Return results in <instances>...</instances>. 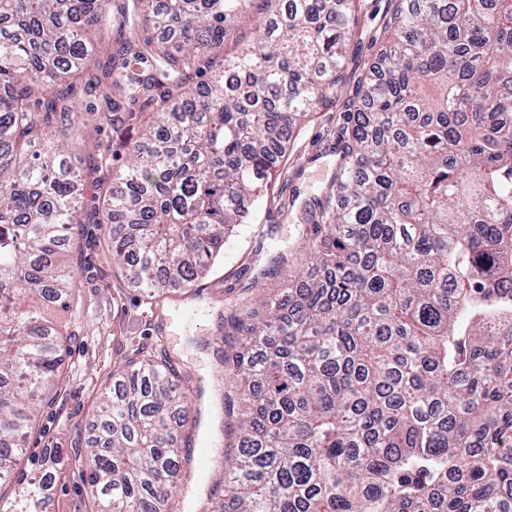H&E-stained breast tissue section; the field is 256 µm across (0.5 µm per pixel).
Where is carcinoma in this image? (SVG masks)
Returning a JSON list of instances; mask_svg holds the SVG:
<instances>
[{
	"mask_svg": "<svg viewBox=\"0 0 512 512\" xmlns=\"http://www.w3.org/2000/svg\"><path fill=\"white\" fill-rule=\"evenodd\" d=\"M278 2L215 65L235 22ZM348 0H0V512H41L57 455L23 460L51 400L79 210L69 79L153 111L101 188L112 261L194 295L297 123L336 96ZM211 71L204 83L193 77ZM331 182L303 203L304 270L266 317H224V473L200 512H512V0L400 3ZM82 463L96 512H179L188 399L141 348Z\"/></svg>",
	"mask_w": 512,
	"mask_h": 512,
	"instance_id": "1",
	"label": "carcinoma"
}]
</instances>
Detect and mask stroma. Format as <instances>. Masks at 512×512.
I'll return each mask as SVG.
<instances>
[{
	"instance_id": "1",
	"label": "stroma",
	"mask_w": 512,
	"mask_h": 512,
	"mask_svg": "<svg viewBox=\"0 0 512 512\" xmlns=\"http://www.w3.org/2000/svg\"><path fill=\"white\" fill-rule=\"evenodd\" d=\"M397 3L354 0L335 103L311 113L298 127L271 192L254 206L247 222L237 227L203 279L200 295L171 293L152 301L129 287L112 264L108 228L96 221L95 189L85 184L70 254L76 277L74 299L71 309L54 315L66 338L60 386L25 445L29 456H40L47 448L61 456L44 512H94L81 460L102 392L111 387L123 358L141 344L164 348L195 392L185 428L190 447L183 464L188 485L184 512H196L199 498L219 479L224 443L217 391L222 367L215 357L222 342L216 317L234 304L253 302L257 290L249 271L265 265L271 256L283 254L286 263L277 276L264 280L261 290L277 291L294 275L304 227L295 218H284L280 210L302 202L312 188L332 179L336 144L351 125L358 84L377 61L386 23ZM75 94L85 135L69 162L83 170L90 157L107 150L113 161L96 176L111 181L113 168L124 164L127 146L137 138V128L125 110L112 109L90 87L77 84Z\"/></svg>"
}]
</instances>
